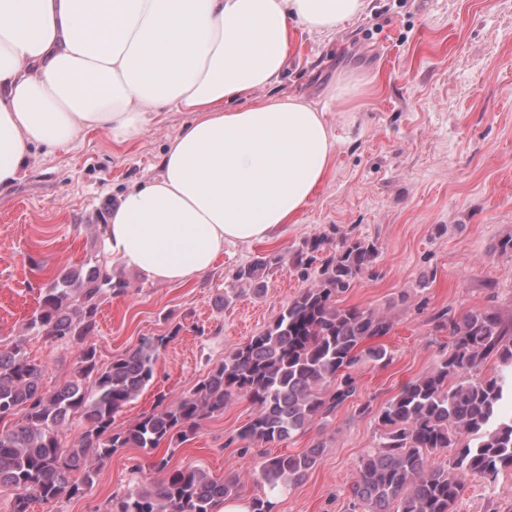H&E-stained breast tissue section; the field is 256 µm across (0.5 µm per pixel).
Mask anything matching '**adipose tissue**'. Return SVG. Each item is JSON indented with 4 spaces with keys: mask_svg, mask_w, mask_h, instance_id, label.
<instances>
[{
    "mask_svg": "<svg viewBox=\"0 0 512 512\" xmlns=\"http://www.w3.org/2000/svg\"><path fill=\"white\" fill-rule=\"evenodd\" d=\"M367 0H0V194L34 149L84 131L124 144L162 109L191 113L157 176L105 228L113 258L161 283L210 272L224 247L280 237L325 180V112L266 96L292 26L330 35Z\"/></svg>",
    "mask_w": 512,
    "mask_h": 512,
    "instance_id": "1",
    "label": "adipose tissue"
}]
</instances>
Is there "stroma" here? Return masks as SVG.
<instances>
[{
  "instance_id": "obj_1",
  "label": "stroma",
  "mask_w": 512,
  "mask_h": 512,
  "mask_svg": "<svg viewBox=\"0 0 512 512\" xmlns=\"http://www.w3.org/2000/svg\"><path fill=\"white\" fill-rule=\"evenodd\" d=\"M342 98H334V89ZM272 92L324 108L336 138L327 178L295 223L273 243L229 244L216 268L188 284H163L114 262L125 294L104 300L93 341L100 364L144 336L180 334L163 351L153 384L117 414V430L173 403L232 350L259 332L304 287L290 256L305 238H364L379 253L342 297L388 316V365L356 373L357 393L303 435L244 449L247 398H232L178 447L117 449L84 496L33 503L32 512H104L113 494L163 479L154 461L193 465L221 480L238 476L243 497L258 493L261 454L325 449L305 481L275 512H348V488L379 440L377 414L405 385L432 372L449 337L433 315L490 310L512 319V0H370L359 18L325 37L292 27L284 73ZM165 111L138 140L115 146L86 132L69 152L36 150L11 192L0 196V345L24 338L51 390L72 379L78 348L26 331L55 269L95 253L101 226L121 194L157 175L168 139L187 121ZM266 253L282 264L264 294L217 308L241 265ZM458 512H512V474L490 484L464 480Z\"/></svg>"
}]
</instances>
